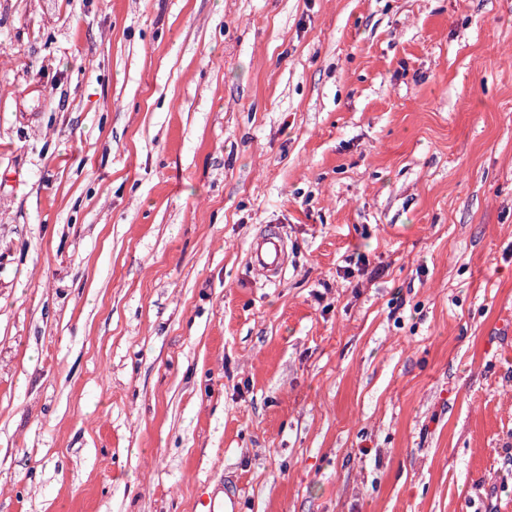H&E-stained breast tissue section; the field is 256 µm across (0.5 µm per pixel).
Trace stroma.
<instances>
[{
  "label": "stroma",
  "instance_id": "1",
  "mask_svg": "<svg viewBox=\"0 0 512 512\" xmlns=\"http://www.w3.org/2000/svg\"><path fill=\"white\" fill-rule=\"evenodd\" d=\"M1 52L0 512H512V0H0ZM251 261L265 277L280 276L287 262L286 243L275 230L260 235L250 246ZM219 492L205 491L195 501V512H240L242 491L240 488L225 489L223 496Z\"/></svg>",
  "mask_w": 512,
  "mask_h": 512
}]
</instances>
